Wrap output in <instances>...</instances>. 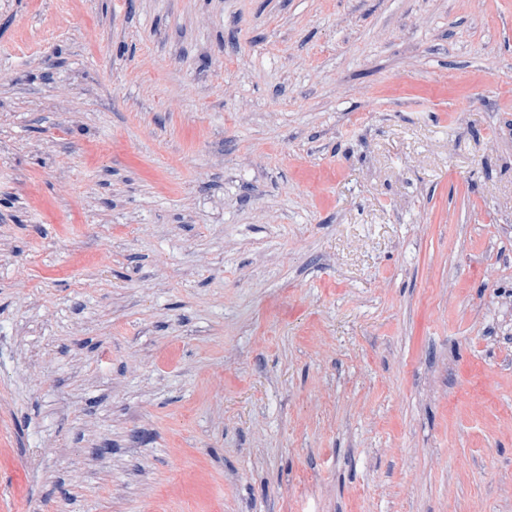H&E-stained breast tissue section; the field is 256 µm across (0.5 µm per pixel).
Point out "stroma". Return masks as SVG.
<instances>
[{
	"instance_id": "obj_1",
	"label": "stroma",
	"mask_w": 512,
	"mask_h": 512,
	"mask_svg": "<svg viewBox=\"0 0 512 512\" xmlns=\"http://www.w3.org/2000/svg\"><path fill=\"white\" fill-rule=\"evenodd\" d=\"M0 512H512V0H0Z\"/></svg>"
}]
</instances>
